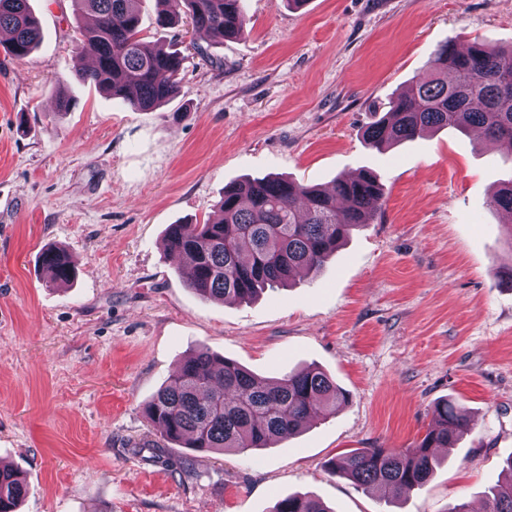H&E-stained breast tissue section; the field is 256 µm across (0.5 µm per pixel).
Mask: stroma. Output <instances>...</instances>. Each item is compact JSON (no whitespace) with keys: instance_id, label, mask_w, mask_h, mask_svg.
Wrapping results in <instances>:
<instances>
[{"instance_id":"35a3bbf8","label":"stroma","mask_w":512,"mask_h":512,"mask_svg":"<svg viewBox=\"0 0 512 512\" xmlns=\"http://www.w3.org/2000/svg\"><path fill=\"white\" fill-rule=\"evenodd\" d=\"M41 41L0 50V463L22 471L19 512H271L310 493L332 512H476L512 458V215L491 206L512 154L475 129L386 151L364 131L446 41L512 45V0H247L238 38L160 27L183 58L179 93L137 110L84 83L72 0H30ZM66 92L69 111L56 109ZM385 193L317 277L249 302L187 286L171 224L211 217L225 186L282 176L320 188L362 171ZM65 247L71 282L39 262ZM205 349L276 378L316 366L348 403L245 454L172 444L145 403ZM454 401L471 423L423 489L366 491L326 464L409 448Z\"/></svg>"}]
</instances>
